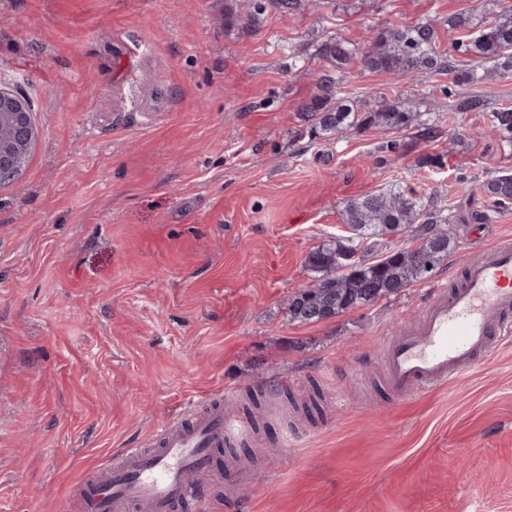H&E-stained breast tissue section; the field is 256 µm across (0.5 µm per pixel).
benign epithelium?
<instances>
[{
  "label": "benign epithelium",
  "mask_w": 512,
  "mask_h": 512,
  "mask_svg": "<svg viewBox=\"0 0 512 512\" xmlns=\"http://www.w3.org/2000/svg\"><path fill=\"white\" fill-rule=\"evenodd\" d=\"M28 103L0 89V181L13 179L24 166L36 137Z\"/></svg>",
  "instance_id": "obj_1"
}]
</instances>
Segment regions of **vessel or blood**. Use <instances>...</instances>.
Returning <instances> with one entry per match:
<instances>
[{
    "mask_svg": "<svg viewBox=\"0 0 512 512\" xmlns=\"http://www.w3.org/2000/svg\"><path fill=\"white\" fill-rule=\"evenodd\" d=\"M512 337V241L467 259L461 280L437 290L420 318L381 348L397 398L426 393L470 370ZM244 421L223 397L191 404L141 448H127L86 476L83 512H174L194 492L190 475H207L212 449L235 440Z\"/></svg>",
    "mask_w": 512,
    "mask_h": 512,
    "instance_id": "1",
    "label": "vessel or blood"
}]
</instances>
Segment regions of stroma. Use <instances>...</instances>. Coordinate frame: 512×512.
<instances>
[{
    "label": "stroma",
    "instance_id": "obj_1",
    "mask_svg": "<svg viewBox=\"0 0 512 512\" xmlns=\"http://www.w3.org/2000/svg\"><path fill=\"white\" fill-rule=\"evenodd\" d=\"M241 0H0V89L33 106L27 162L0 184V512H81L91 469L188 403L223 394L263 421L225 445L180 512H512V341L429 393L396 399L380 345L512 237L475 239L468 195L512 170L482 113L448 121L447 78L352 66L345 98L424 97L441 133L312 137L324 36L469 15L486 0H302L241 21ZM232 12L236 21L225 22ZM409 145L408 153L390 143ZM457 205L458 247L401 295L315 324L288 318L305 260L345 203L389 184ZM325 397L323 420L282 388ZM234 491L237 506L226 502Z\"/></svg>",
    "mask_w": 512,
    "mask_h": 512
}]
</instances>
